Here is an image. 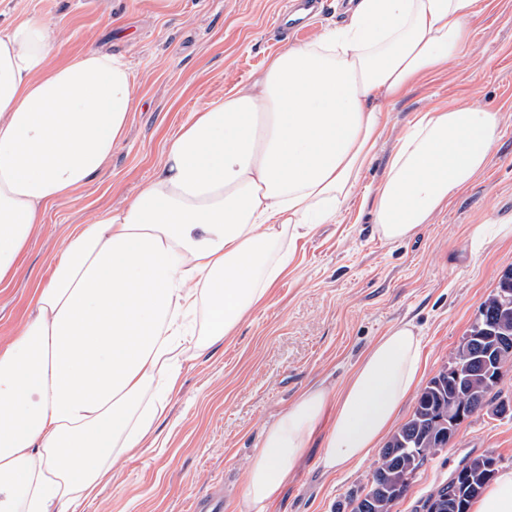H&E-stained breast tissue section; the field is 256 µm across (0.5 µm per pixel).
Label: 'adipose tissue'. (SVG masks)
<instances>
[{"mask_svg":"<svg viewBox=\"0 0 512 512\" xmlns=\"http://www.w3.org/2000/svg\"><path fill=\"white\" fill-rule=\"evenodd\" d=\"M482 12L481 0H350L341 24L196 112L129 206L71 230L34 314L0 348V512H81L155 431L192 354L267 300L299 240L335 223L387 104L447 69ZM53 44L39 18L0 26V283L46 205L99 171L138 108L123 57L52 67ZM501 126L472 105L417 113L372 192L380 237L410 239L465 191ZM422 348L412 322L395 323L340 392L304 389L263 429L241 512H267L314 438L328 475L379 448L425 375ZM470 512H512V469Z\"/></svg>","mask_w":512,"mask_h":512,"instance_id":"obj_1","label":"adipose tissue"}]
</instances>
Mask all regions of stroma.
Returning a JSON list of instances; mask_svg holds the SVG:
<instances>
[{"label":"stroma","mask_w":512,"mask_h":512,"mask_svg":"<svg viewBox=\"0 0 512 512\" xmlns=\"http://www.w3.org/2000/svg\"><path fill=\"white\" fill-rule=\"evenodd\" d=\"M288 0H0V21L41 18L55 36L49 63L95 50L123 56L139 99L125 136L74 197L50 204L10 281L0 285V344L30 310L36 284L61 256L71 226L131 203L151 178L168 140L206 103L245 82L266 59L308 35L274 28ZM499 110L501 132L486 171L409 241L373 230L363 200L417 112L454 101ZM512 222V0H491L446 74L415 85L391 105L378 154L335 223L299 240L288 273L235 335L186 365L153 448L123 457L85 512H189L192 498L224 487V512H238L261 432L304 388L345 383L351 364L387 327L416 325L427 376L449 365L482 302L512 268V237L480 254L463 251L479 224ZM313 441L269 512H351L370 486L379 452L336 474L318 464ZM487 455L512 468V412L465 419L452 443L430 452L392 512H422L424 500L465 461Z\"/></svg>","instance_id":"35a3bbf8"}]
</instances>
